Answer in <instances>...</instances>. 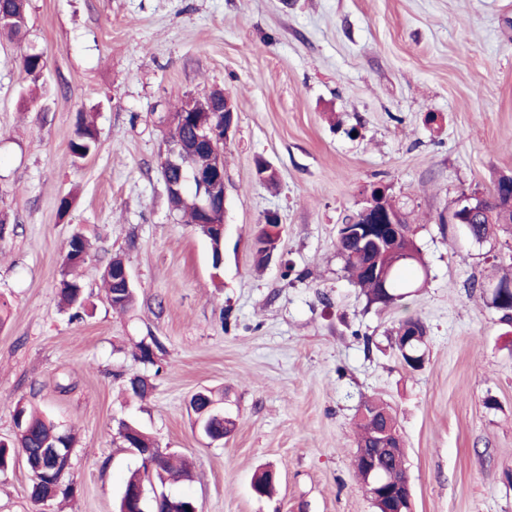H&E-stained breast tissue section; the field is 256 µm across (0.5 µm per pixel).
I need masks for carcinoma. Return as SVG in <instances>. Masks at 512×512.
<instances>
[{"mask_svg":"<svg viewBox=\"0 0 512 512\" xmlns=\"http://www.w3.org/2000/svg\"><path fill=\"white\" fill-rule=\"evenodd\" d=\"M28 3L27 0H0V33H5L11 38L21 41L26 38L28 32ZM20 67L32 81H38L45 67L44 53L34 46L29 47L20 57ZM221 109L220 101L212 96L203 98H188L180 103L177 112L167 113L160 117V122L169 127L166 143L178 145L182 150L181 161L185 168H204L216 161L207 145L198 141L197 135L189 122L183 120L185 112H208ZM98 148V134L96 128L85 118L78 119L75 136L69 142L71 155L77 160H84L95 154ZM171 209L187 224H191L210 243L211 251L216 253L220 247L219 238L214 228L205 224L207 217L202 210L195 207L179 206V201L168 196ZM476 241L480 242L491 238L505 227L512 226V210L494 207L491 215L481 211L468 219ZM397 234L399 243L394 249L380 251L375 248H361L355 239L338 230L336 250L343 258L347 271L350 273L353 283L367 297L370 304L380 303L379 278H384L389 287L390 297L387 302L394 303L412 293L417 285V278L409 275L410 271L425 272L421 251L416 243V226L411 224L405 214H400V224L396 227L388 226L383 235ZM88 243L82 234L70 237L65 245L63 258L64 268L61 272L60 295L65 304L70 307L81 308L83 297L82 285L72 277V271L80 266L87 254ZM122 259L116 257L105 268L102 278L107 290L108 299L113 309L125 311L135 301L134 293L123 296L117 295V284L112 280L114 272L121 268ZM413 325L419 330L420 339L416 346L421 349L426 343V327L417 318L407 317L400 321L394 342H399L403 336V327ZM366 413L357 414L356 426L360 430L357 447L374 448L383 439L387 431L399 433L396 418L390 407L380 401H367ZM14 424L21 427L15 434L14 441L4 447L0 445V472L7 470L14 464V449L53 447L59 441L62 430L54 421L44 416L29 411L25 407H14ZM119 438L122 445L127 447L132 442H138L146 448L154 443V440L138 427L123 421L119 426ZM188 474L187 465L176 468L168 454L156 461L152 466L142 465L128 476L124 486H133L138 483H152L158 480L160 484L168 481H176ZM406 476L404 457L394 454L390 457L386 471L382 473L379 483L389 484L400 481ZM32 497L36 500H54L58 497L68 498L73 495L71 485H58L54 489L46 483H40L31 487ZM189 508V500L182 497L161 496V498L148 504L149 512H186Z\"/></svg>","mask_w":512,"mask_h":512,"instance_id":"obj_1","label":"carcinoma"}]
</instances>
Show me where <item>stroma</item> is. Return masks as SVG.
Listing matches in <instances>:
<instances>
[{
  "label": "stroma",
  "mask_w": 512,
  "mask_h": 512,
  "mask_svg": "<svg viewBox=\"0 0 512 512\" xmlns=\"http://www.w3.org/2000/svg\"><path fill=\"white\" fill-rule=\"evenodd\" d=\"M27 40L47 60L35 84L0 37V441L18 404L72 432L75 494L34 501L19 459L0 473V512H114L140 465L123 420L191 463L164 491L201 512H375L353 466L369 398L396 413L414 512H512V327L471 287L512 267V231L478 243L439 221L512 172V0H29ZM216 88L237 112L217 271L169 208L156 120ZM83 112L100 144L77 161ZM379 184L416 224L428 273L387 307L336 251L342 217ZM270 212L279 257L260 268L250 241ZM77 232L81 311L58 297ZM115 256L137 294L124 312L102 283ZM408 316L427 328L417 371L391 345ZM133 374L145 398L126 393ZM205 388L236 422L214 443L188 412ZM263 468L278 481L260 498Z\"/></svg>",
  "instance_id": "1"
}]
</instances>
